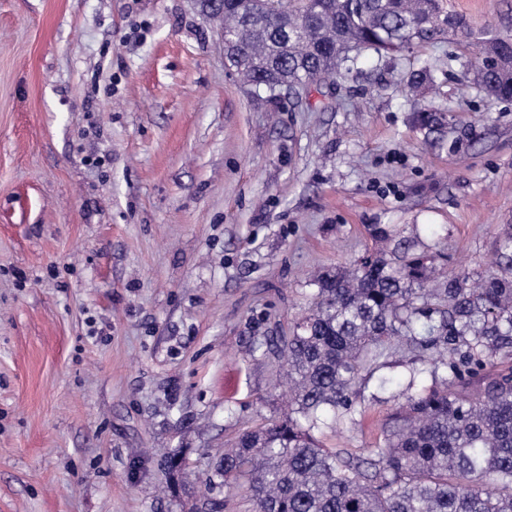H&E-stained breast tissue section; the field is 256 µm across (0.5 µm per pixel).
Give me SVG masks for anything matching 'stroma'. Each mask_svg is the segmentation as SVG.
Returning <instances> with one entry per match:
<instances>
[{
	"label": "stroma",
	"instance_id": "35a3bbf8",
	"mask_svg": "<svg viewBox=\"0 0 512 512\" xmlns=\"http://www.w3.org/2000/svg\"><path fill=\"white\" fill-rule=\"evenodd\" d=\"M446 6L512 32V0ZM222 12L0 0V512H251L245 480H202L286 411L268 345L309 276L372 250L374 224L480 272L512 224V101L470 81L475 44L441 35L271 99L228 68ZM425 65L431 131L408 84ZM409 369L320 440L377 445Z\"/></svg>",
	"mask_w": 512,
	"mask_h": 512
}]
</instances>
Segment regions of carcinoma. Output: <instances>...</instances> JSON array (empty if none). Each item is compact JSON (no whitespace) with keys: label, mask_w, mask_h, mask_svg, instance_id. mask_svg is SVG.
Returning <instances> with one entry per match:
<instances>
[{"label":"carcinoma","mask_w":512,"mask_h":512,"mask_svg":"<svg viewBox=\"0 0 512 512\" xmlns=\"http://www.w3.org/2000/svg\"><path fill=\"white\" fill-rule=\"evenodd\" d=\"M444 33L472 35L441 0H224L226 57L267 94ZM471 70L490 99L512 100V36L486 34ZM496 254V269L432 287V258L408 247L316 276L308 312L277 343L288 413L240 433L208 491L246 477L253 512H512L511 231ZM401 339L422 368L383 444L362 460L324 447L315 432L366 412L368 383Z\"/></svg>","instance_id":"obj_1"}]
</instances>
